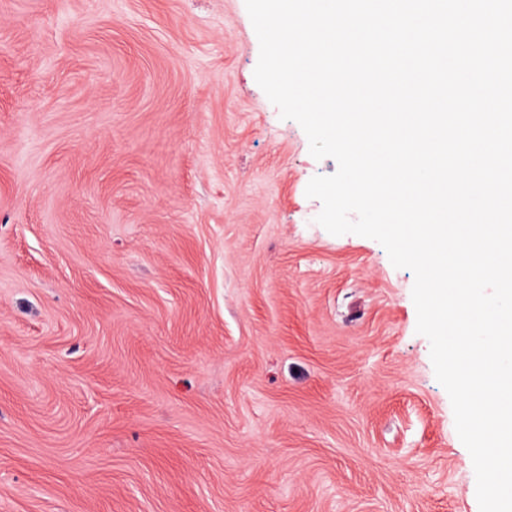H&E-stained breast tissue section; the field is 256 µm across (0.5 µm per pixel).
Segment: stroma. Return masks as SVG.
<instances>
[{
	"mask_svg": "<svg viewBox=\"0 0 512 512\" xmlns=\"http://www.w3.org/2000/svg\"><path fill=\"white\" fill-rule=\"evenodd\" d=\"M258 58L245 0H0V512H479Z\"/></svg>",
	"mask_w": 512,
	"mask_h": 512,
	"instance_id": "1",
	"label": "stroma"
}]
</instances>
